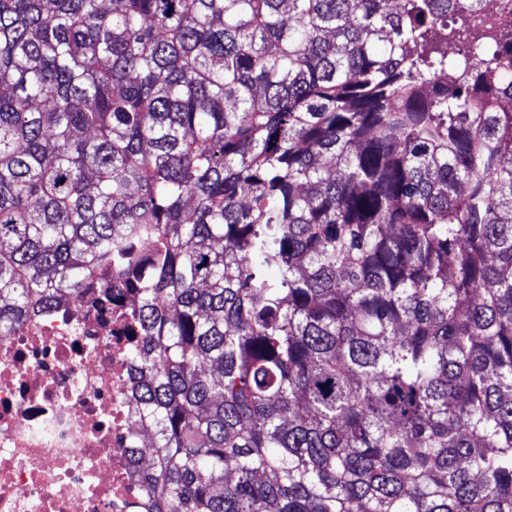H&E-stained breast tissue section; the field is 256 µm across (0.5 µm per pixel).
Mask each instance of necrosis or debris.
I'll list each match as a JSON object with an SVG mask.
<instances>
[{
    "instance_id": "4bbe7bcc",
    "label": "necrosis or debris",
    "mask_w": 512,
    "mask_h": 512,
    "mask_svg": "<svg viewBox=\"0 0 512 512\" xmlns=\"http://www.w3.org/2000/svg\"><path fill=\"white\" fill-rule=\"evenodd\" d=\"M127 299L0 338V512H142Z\"/></svg>"
}]
</instances>
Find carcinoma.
<instances>
[{
	"label": "carcinoma",
	"instance_id": "carcinoma-1",
	"mask_svg": "<svg viewBox=\"0 0 512 512\" xmlns=\"http://www.w3.org/2000/svg\"><path fill=\"white\" fill-rule=\"evenodd\" d=\"M393 2L0 0V337L136 295L149 512H512V29Z\"/></svg>",
	"mask_w": 512,
	"mask_h": 512
}]
</instances>
